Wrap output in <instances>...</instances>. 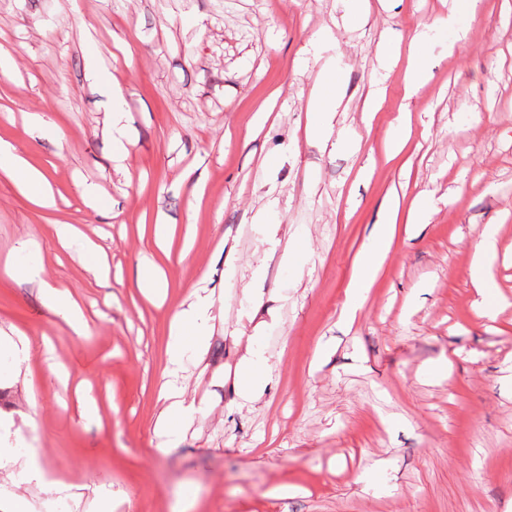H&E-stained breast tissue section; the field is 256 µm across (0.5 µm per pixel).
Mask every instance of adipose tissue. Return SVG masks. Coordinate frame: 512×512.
Masks as SVG:
<instances>
[{
    "instance_id": "1",
    "label": "adipose tissue",
    "mask_w": 512,
    "mask_h": 512,
    "mask_svg": "<svg viewBox=\"0 0 512 512\" xmlns=\"http://www.w3.org/2000/svg\"><path fill=\"white\" fill-rule=\"evenodd\" d=\"M86 56L89 79L92 84L110 85L112 91V156L114 166H122L126 159V126L122 109L123 94L119 86L113 85L110 71L103 65L100 52L95 44H87ZM0 173L10 178L22 194L33 204L49 207L53 196L46 176L29 164L27 159L9 142L0 140ZM400 199L391 194L379 221L355 261L354 273L346 291L343 311L346 318H355L362 306L367 288L377 279L384 262L397 237ZM31 248L30 242H23L19 248L23 260L13 262L7 268L9 275L36 282L45 304L60 316L77 335H85L88 323L77 301L70 293L50 284L40 276V270L25 255ZM497 258L496 233L485 228L472 252L468 275L480 299L476 303L481 316L495 319V304L489 299V285L493 279V264ZM214 309L212 295H196L188 308L175 313L169 328L168 379L163 386L162 398L166 404L159 418L155 432L172 442L179 438L186 424L196 414L194 402L188 401L184 390L178 384L186 362L200 351L208 338Z\"/></svg>"
}]
</instances>
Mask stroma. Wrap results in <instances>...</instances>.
<instances>
[{
  "instance_id": "35a3bbf8",
  "label": "stroma",
  "mask_w": 512,
  "mask_h": 512,
  "mask_svg": "<svg viewBox=\"0 0 512 512\" xmlns=\"http://www.w3.org/2000/svg\"><path fill=\"white\" fill-rule=\"evenodd\" d=\"M453 0H0V138L41 169L55 205L35 206L0 174V336L25 343L12 375L0 360V425L17 459L0 469V504L52 512L70 486L81 512H512V304L480 317L468 277L493 226L490 291L512 301V0H479L467 30L417 28ZM92 26L123 92L130 142L110 160L112 99L91 85ZM327 28L320 47L309 34ZM422 75L412 91L405 78ZM345 95L329 141L307 134L322 70ZM381 110L364 116L373 83ZM44 114L46 133L28 117ZM410 129L397 156V117ZM202 182L190 193L184 175ZM94 186L96 200L82 194ZM407 224L417 196L429 224L399 236L355 320L342 315L354 259L390 189ZM278 227L291 263L270 256L257 219ZM170 225L188 256L164 255L153 227ZM74 224L107 255L98 282L53 235ZM30 240L43 277L81 303L75 335L36 284L5 272ZM153 263L165 298L135 286ZM224 307L181 383L202 412L168 448L169 325L194 289ZM273 366L259 398L236 394L248 347ZM325 347L328 361L317 364ZM64 365L67 382L49 367ZM98 415H80L79 391ZM35 457L43 482L20 477ZM373 484L359 479L377 461ZM299 486L288 499L272 492Z\"/></svg>"
}]
</instances>
